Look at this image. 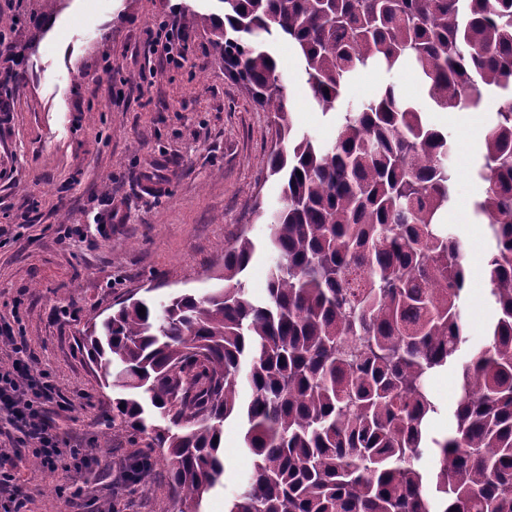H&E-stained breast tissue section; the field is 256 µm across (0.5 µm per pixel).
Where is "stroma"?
<instances>
[{
    "label": "stroma",
    "instance_id": "1",
    "mask_svg": "<svg viewBox=\"0 0 512 512\" xmlns=\"http://www.w3.org/2000/svg\"><path fill=\"white\" fill-rule=\"evenodd\" d=\"M209 16L220 0H0L6 40L21 53L18 77L0 89V325L25 337L35 368L48 372L70 405L61 417L73 446L93 461L64 480L44 471L32 454L15 458L18 486L30 489L25 512H175L169 469L156 455L147 487L130 493L121 478L134 446L126 429L106 428L111 389L90 363L82 340L127 298L166 302L172 295H203L214 288L224 250L247 232L257 250L244 272L250 293L266 294L274 261L266 250L269 226L252 214L281 206L282 184L269 176L266 159L275 140L272 114L249 89L224 71V53L210 29L185 21V8ZM183 23L187 60L160 68L146 52L147 28ZM274 52L287 74L285 90L294 126L331 146L336 124L313 104L287 44ZM157 68L152 83L140 74ZM397 84L424 102L414 71L359 72L348 97L375 95ZM487 97L470 112L468 127L435 109L426 120L456 141L452 209L467 213L450 229L467 243L466 261L477 265L465 292L467 341L458 361L484 341L493 311L483 271L488 241L469 215L484 191L471 174L484 136L502 105ZM441 411L428 424L440 436L451 425L455 370L428 382ZM243 425L224 422V475L204 495L201 512H225L253 457L242 443Z\"/></svg>",
    "mask_w": 512,
    "mask_h": 512
}]
</instances>
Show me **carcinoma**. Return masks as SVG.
<instances>
[{
	"instance_id": "1",
	"label": "carcinoma",
	"mask_w": 512,
	"mask_h": 512,
	"mask_svg": "<svg viewBox=\"0 0 512 512\" xmlns=\"http://www.w3.org/2000/svg\"><path fill=\"white\" fill-rule=\"evenodd\" d=\"M221 2L223 15L190 20L209 24L280 143L267 158L283 183L267 293L242 280L255 252L242 233L224 250V287L159 308L124 302L92 325L88 355L120 390L112 425L163 449L177 512H199L224 474L230 416L254 468L226 512H512V0ZM272 40L288 42L316 104L336 112L332 146L295 134ZM401 67L436 109L505 98L474 168L487 183L473 214L487 220L496 318L456 370L441 438L427 430L440 411L427 383L466 342L465 247L439 220L455 144L392 84L342 106L357 72ZM151 470L136 452L130 491Z\"/></svg>"
}]
</instances>
